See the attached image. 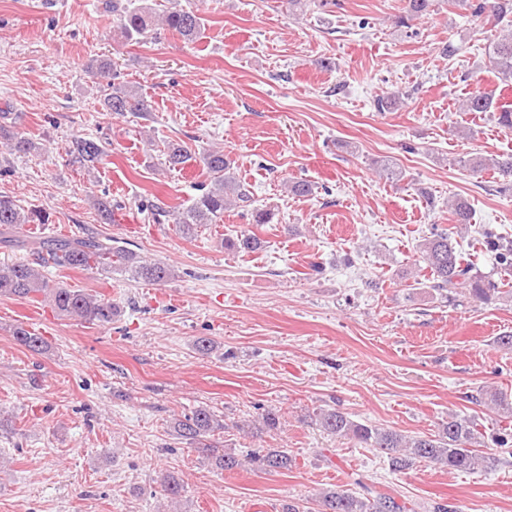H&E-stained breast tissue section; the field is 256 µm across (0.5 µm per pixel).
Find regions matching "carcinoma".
I'll return each mask as SVG.
<instances>
[{
    "instance_id": "obj_1",
    "label": "carcinoma",
    "mask_w": 512,
    "mask_h": 512,
    "mask_svg": "<svg viewBox=\"0 0 512 512\" xmlns=\"http://www.w3.org/2000/svg\"><path fill=\"white\" fill-rule=\"evenodd\" d=\"M470 8L471 14L479 17L488 14L496 24L506 22L512 13L509 0H456ZM433 0H405L404 14L398 17L400 26L409 28L411 21L431 12ZM114 22L122 39L140 42L149 35L172 32L184 40L194 43L200 39L205 23L195 10L175 9L162 15H154L150 8L140 5L112 2ZM488 62L501 77L503 84L512 86V30L490 43ZM87 69L94 76L108 80L102 106L107 112H150L151 102L135 86L117 81L115 63L110 58L91 60ZM462 112H496L498 123L512 129V107L498 103L495 92L476 91L462 100ZM0 139L19 154L36 150L28 138L0 125ZM73 162L84 168L99 163L103 155L100 144L90 138H76L68 149ZM162 153L169 166L182 169L198 163L211 176V186L195 197L185 207L166 209L154 206L155 218L172 220L178 231L186 238L194 237L200 228L215 224L224 216L228 204L238 200L246 202L249 191L233 177V162L221 148H211L194 153L179 143H166ZM466 164L474 174L491 171L497 175L500 191L512 190V155L468 157ZM456 224L471 223L472 209L467 199L456 197L448 202ZM49 215L43 210L24 209L9 196L0 194V245L14 247L20 240L14 231L26 224H47ZM481 245L494 254L499 274L495 281L472 273L462 252L452 241L448 230L435 227L430 235L417 246L418 262L430 271L429 288L441 297L450 299L453 290L462 288L471 298L488 303L508 293L500 282L512 278V241L493 232L483 235ZM228 246L238 252L249 253L260 246L256 235L244 233L229 241ZM36 255L32 260L0 265V297L34 299L43 295L52 309L63 317L78 318L88 323L101 325L112 323L117 307L112 299L103 295H91L76 288L56 286L49 283L44 269L49 266L71 269L96 270L110 274L121 271L130 274L138 282L160 285L175 279L176 270L169 264L150 261L135 252L93 236L82 238L48 237L35 242ZM316 426L325 434L338 439H347L364 448H372L387 456L394 470L400 471L413 461H424L433 466L456 471H473L488 468L495 457L482 447V433L468 419L448 415L438 432L430 435L408 436L395 430L358 423L348 415L334 409H320L313 414ZM173 432L183 443L200 452L216 468L233 471L248 462L266 471H283L292 466L293 459L286 448H264L244 457L233 451L218 448L212 441L224 433V417L207 406H198L184 415L174 418ZM317 512H407V507L395 498L376 494L364 497L344 489L327 490L318 500Z\"/></svg>"
}]
</instances>
